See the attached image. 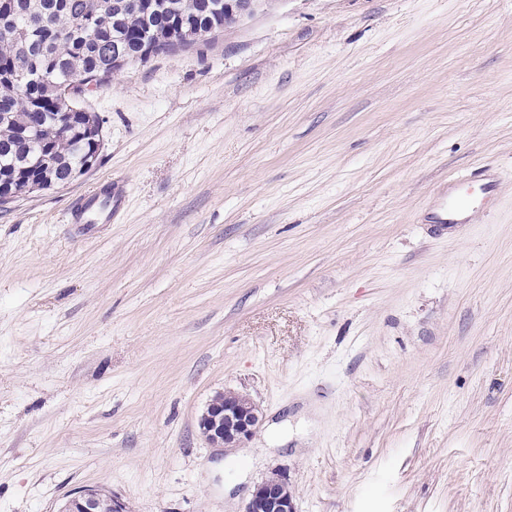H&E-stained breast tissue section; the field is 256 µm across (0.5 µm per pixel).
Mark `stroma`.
<instances>
[{
    "instance_id": "1",
    "label": "stroma",
    "mask_w": 512,
    "mask_h": 512,
    "mask_svg": "<svg viewBox=\"0 0 512 512\" xmlns=\"http://www.w3.org/2000/svg\"><path fill=\"white\" fill-rule=\"evenodd\" d=\"M83 104L98 163L0 206V512H242L275 473L296 512H512V0H268ZM225 390L262 412L227 452ZM472 183V186L464 193L457 191L450 193L448 198H442L435 204L432 216L433 224H467L466 222H470L469 215L479 202L491 195L494 188L493 182L486 179H479ZM460 215H466V217L457 218ZM121 193L117 188L112 189V181L92 195L79 198L70 209L72 224H109L119 207ZM258 407L243 396L225 392L215 396L199 419V429L213 447L238 448L260 425ZM67 512H100V497L96 489H83L72 493L67 500Z\"/></svg>"
}]
</instances>
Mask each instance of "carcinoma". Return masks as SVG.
I'll list each match as a JSON object with an SVG mask.
<instances>
[{"label": "carcinoma", "instance_id": "cac0c4a2", "mask_svg": "<svg viewBox=\"0 0 512 512\" xmlns=\"http://www.w3.org/2000/svg\"><path fill=\"white\" fill-rule=\"evenodd\" d=\"M221 0H0V180L40 175L62 187L83 173L86 130L96 115L60 91L64 83L106 77L112 53L145 62L157 45L191 49L197 31L224 30ZM36 69L34 83L25 73Z\"/></svg>", "mask_w": 512, "mask_h": 512}]
</instances>
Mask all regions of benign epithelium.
I'll return each mask as SVG.
<instances>
[{"mask_svg": "<svg viewBox=\"0 0 512 512\" xmlns=\"http://www.w3.org/2000/svg\"><path fill=\"white\" fill-rule=\"evenodd\" d=\"M255 9L254 0H224V23L239 20ZM258 407L234 392L215 396L199 419L205 440L217 448H238L260 425ZM287 482L273 475L256 485L244 512H295L291 496L285 492ZM67 512H99L100 497L95 489L72 493Z\"/></svg>", "mask_w": 512, "mask_h": 512, "instance_id": "1", "label": "benign epithelium"}]
</instances>
